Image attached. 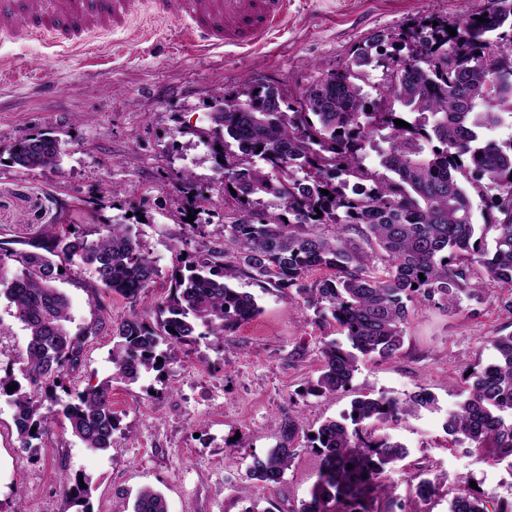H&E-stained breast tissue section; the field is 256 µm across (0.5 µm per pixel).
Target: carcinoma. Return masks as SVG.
Listing matches in <instances>:
<instances>
[{
  "label": "carcinoma",
  "mask_w": 512,
  "mask_h": 512,
  "mask_svg": "<svg viewBox=\"0 0 512 512\" xmlns=\"http://www.w3.org/2000/svg\"><path fill=\"white\" fill-rule=\"evenodd\" d=\"M478 16L486 21L472 16L420 26L404 41L405 55L400 47L396 55H372L385 42L372 37L350 65L308 87L298 109L280 91L259 85L215 101L209 125L193 135L213 159H222L224 193L237 192V210L224 225V239H208L200 215L210 201L196 193L192 172L180 177L178 193L188 204L181 218L195 211L190 227L203 239L201 248L186 256L175 248L157 325L134 317L113 329L119 338L113 375L134 379L158 368L160 344L222 339L254 318L260 312L255 297L233 284L241 277L261 287H297L308 306L329 309L345 333L349 347H325L308 388L313 395L346 390L362 357L396 356L410 307L432 304L455 313L463 300L480 299L483 282L474 266L512 291V139L486 135L512 114V38L505 34L512 32V0H490ZM379 66L391 75L377 86V97H393L408 111L382 112L363 93L360 68ZM379 129L389 142L379 160L385 175L363 165L365 136ZM62 159L61 141L47 132L22 137L10 153L12 166L24 171L56 169ZM352 179L370 181L368 191L349 189ZM260 194L275 198L276 210L255 207L253 196ZM475 195L487 202L482 224L474 223ZM27 246L0 242V298L29 336L23 382L0 376V396L10 398L22 448L37 447L51 417L61 415L86 447L106 451L117 422L109 384L70 393L65 401L56 393L83 346L66 328L69 300L58 282L65 271L86 265L94 270V287L135 299L158 270L126 224H101L93 240L68 224H50ZM324 268L333 275L305 284L310 272ZM488 346L492 360L467 374L463 398L444 423L452 441L473 443L485 464L512 457V334L491 336ZM45 399L57 409L41 412ZM436 408L435 395L424 388L404 400L362 396L342 420L322 423L308 437L321 457L318 481L296 512H418L414 504L434 496L445 478H425L407 499L396 497L388 473L407 452L378 425ZM301 429L302 422L288 419L283 443L255 459L246 477L281 483L295 455L289 443ZM454 484L450 512H512L499 501L488 510L494 497L472 493L465 478ZM61 487L76 512H90L89 488L79 478L65 476ZM132 512H168L167 501L144 487Z\"/></svg>",
  "instance_id": "obj_1"
}]
</instances>
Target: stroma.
Returning <instances> with one entry per match:
<instances>
[{
	"mask_svg": "<svg viewBox=\"0 0 512 512\" xmlns=\"http://www.w3.org/2000/svg\"><path fill=\"white\" fill-rule=\"evenodd\" d=\"M286 27L250 51L189 50L175 25L139 13L129 31L90 39L78 53L57 52L37 40H0V240L23 243L48 224H73L93 235L98 225L129 224L156 262L152 288L131 300L94 289L90 268L68 270L58 286L70 299L71 334H84L79 365L65 380L69 392L110 383L119 425L112 446L98 451L56 417L39 455L20 447L13 407L0 397V512H75L61 493L62 473L91 484L93 512H115L145 486L161 491L168 512H295L310 500L320 458L306 432L340 419L354 399H399L427 389L437 411H422L384 430L404 444L407 458L392 473L406 495L426 473L448 475L439 496L420 512H448L457 476L479 491L512 500V460L488 466L469 444L452 445L446 410L467 365L488 363L485 339L512 334L507 291L486 283L481 301L450 314L413 309L399 353L360 363L348 389L308 394L322 365L321 348L344 341L329 311L307 307L295 289L263 288L243 279L259 314L224 340L201 338L192 349L172 347L162 370L133 379L112 376L115 326L137 315L154 319L175 263L174 245L187 237L174 186L191 170L212 206L205 219L212 238L224 235L236 210L224 194L206 146L194 135L208 125L210 103L247 83L278 89L289 99L321 74L348 65L375 33L403 34L430 19L455 23L480 12L487 0H292ZM51 131L63 141L59 168L22 172L8 164L13 144ZM118 193L105 196L109 186ZM27 333L0 300V375L19 371ZM305 425L283 483L259 486L246 478L254 458L282 441L283 424Z\"/></svg>",
	"mask_w": 512,
	"mask_h": 512,
	"instance_id": "35a3bbf8",
	"label": "stroma"
}]
</instances>
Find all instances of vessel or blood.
I'll return each mask as SVG.
<instances>
[{
    "mask_svg": "<svg viewBox=\"0 0 512 512\" xmlns=\"http://www.w3.org/2000/svg\"><path fill=\"white\" fill-rule=\"evenodd\" d=\"M291 0H0V36L78 46L99 29L122 31L147 10L174 24L189 48L245 49L284 25Z\"/></svg>",
    "mask_w": 512,
    "mask_h": 512,
    "instance_id": "obj_1",
    "label": "vessel or blood"
}]
</instances>
